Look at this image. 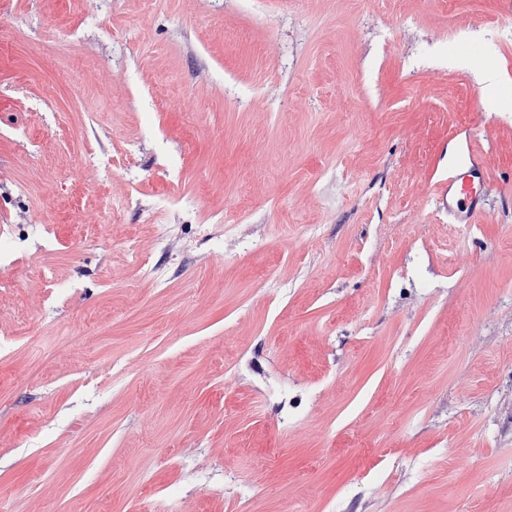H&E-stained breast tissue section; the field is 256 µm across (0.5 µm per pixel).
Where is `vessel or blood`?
<instances>
[{
	"instance_id": "b4317fda",
	"label": "vessel or blood",
	"mask_w": 512,
	"mask_h": 512,
	"mask_svg": "<svg viewBox=\"0 0 512 512\" xmlns=\"http://www.w3.org/2000/svg\"><path fill=\"white\" fill-rule=\"evenodd\" d=\"M490 178L477 150H470L448 176V215L457 224H474L485 216L484 188Z\"/></svg>"
}]
</instances>
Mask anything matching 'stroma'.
<instances>
[{
	"mask_svg": "<svg viewBox=\"0 0 512 512\" xmlns=\"http://www.w3.org/2000/svg\"><path fill=\"white\" fill-rule=\"evenodd\" d=\"M479 2L13 0L0 512H512V0ZM490 179L489 171L484 167L480 154L470 149L469 154L451 168L448 175V216L454 224H476L487 211L485 184Z\"/></svg>",
	"mask_w": 512,
	"mask_h": 512,
	"instance_id": "stroma-1",
	"label": "stroma"
}]
</instances>
